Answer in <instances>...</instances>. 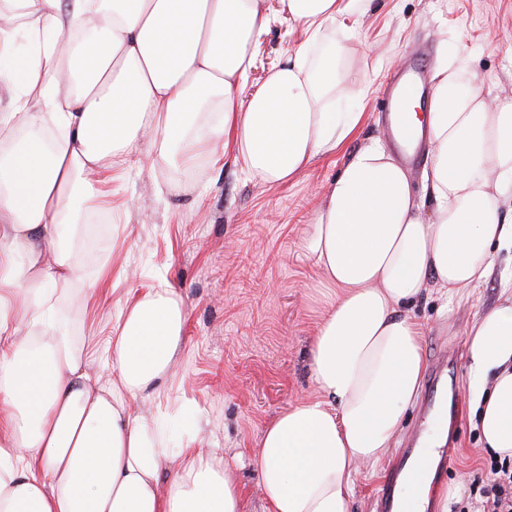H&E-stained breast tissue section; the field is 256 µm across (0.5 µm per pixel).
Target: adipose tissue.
<instances>
[{
  "mask_svg": "<svg viewBox=\"0 0 512 512\" xmlns=\"http://www.w3.org/2000/svg\"><path fill=\"white\" fill-rule=\"evenodd\" d=\"M374 0H280L295 51L246 92L264 0H7L0 8V512H242L238 478L205 448H170L135 403L177 371L187 314L154 288L103 351L64 321L57 284L79 268L64 227L101 213L113 175L142 158L181 170L233 156L277 186L342 150L360 112L329 101L337 30ZM423 218L405 169L373 141L348 157L303 236L329 290L312 345L319 395L281 412L255 457L267 512H351V487L418 395L426 289L481 286L512 243V95L465 58L431 75ZM26 130L24 143L13 131ZM57 132L45 148L44 131ZM474 426L512 460V298L467 331ZM117 375L103 385L91 362Z\"/></svg>",
  "mask_w": 512,
  "mask_h": 512,
  "instance_id": "obj_1",
  "label": "adipose tissue"
}]
</instances>
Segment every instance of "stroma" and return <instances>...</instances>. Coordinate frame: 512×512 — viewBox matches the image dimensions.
<instances>
[{"label": "stroma", "instance_id": "1", "mask_svg": "<svg viewBox=\"0 0 512 512\" xmlns=\"http://www.w3.org/2000/svg\"><path fill=\"white\" fill-rule=\"evenodd\" d=\"M265 7L275 22L257 46L250 91L299 36L281 15L279 0H265ZM346 45V88L330 107L364 111L368 122L344 151L274 187L252 179L229 157L183 176L162 165L150 173L131 170L112 183L117 210L103 249L77 255L82 279L57 292L81 339L102 343L138 295L161 282L174 289L187 313L179 374L142 408L171 422L184 408H196V421L177 445L218 449L239 477L245 512H265L253 457L264 429L282 410L316 394L311 349L327 298L318 269L302 251L304 229L349 152L377 138L389 141L378 110L387 78L421 50L426 70L463 57L492 93H512V0H384ZM101 270L109 277L105 290L88 308L71 305V296ZM511 295L512 249L500 247L482 286L451 301L433 290L408 310L423 326L427 369L442 355L455 359L448 369L458 398L455 453L437 472L436 488L455 492L462 505L472 499L476 460L490 458L474 427L463 329ZM422 409L419 402L410 407L386 454L355 476L351 512H377L380 486L399 451L410 446Z\"/></svg>", "mask_w": 512, "mask_h": 512}]
</instances>
